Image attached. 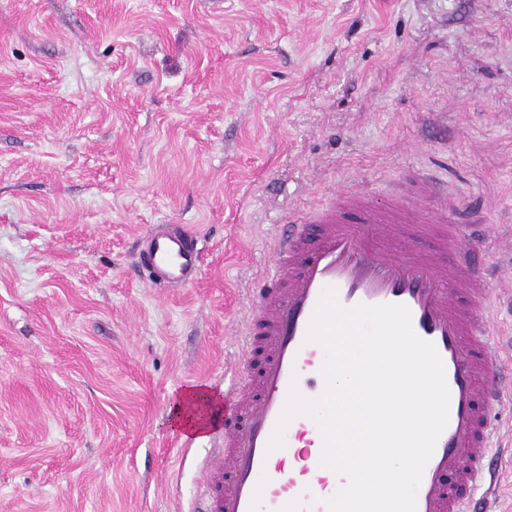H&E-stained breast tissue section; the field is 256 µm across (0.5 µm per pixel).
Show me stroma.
I'll use <instances>...</instances> for the list:
<instances>
[{"instance_id": "35a3bbf8", "label": "stroma", "mask_w": 512, "mask_h": 512, "mask_svg": "<svg viewBox=\"0 0 512 512\" xmlns=\"http://www.w3.org/2000/svg\"><path fill=\"white\" fill-rule=\"evenodd\" d=\"M419 169L512 267V0H0V512H193L211 444L163 421L226 395L283 224ZM143 265L154 281L166 287H184L197 274L198 252L194 237L162 225L147 236Z\"/></svg>"}]
</instances>
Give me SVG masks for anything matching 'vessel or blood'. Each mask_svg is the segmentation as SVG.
Returning <instances> with one entry per match:
<instances>
[{"label": "vessel or blood", "instance_id": "b4317fda", "mask_svg": "<svg viewBox=\"0 0 512 512\" xmlns=\"http://www.w3.org/2000/svg\"><path fill=\"white\" fill-rule=\"evenodd\" d=\"M438 198L427 181L384 205L346 190L277 238L274 270L251 291L242 374L211 429L216 447L195 512H327L325 499L346 485L345 476L317 467L323 439L309 417L291 420L282 448H267L290 386L308 398L325 389L323 349L306 334L328 286L348 307L406 305L414 332L434 344L450 391L449 420L424 470L417 512H472L478 489L495 481L490 411L512 391V376L495 360L498 291L473 260L483 233L452 223L444 209L426 224L407 218ZM143 264L153 280L185 286L197 274L195 240L154 226ZM302 439L306 448H296ZM293 460L301 468L290 476L285 465Z\"/></svg>", "mask_w": 512, "mask_h": 512}]
</instances>
